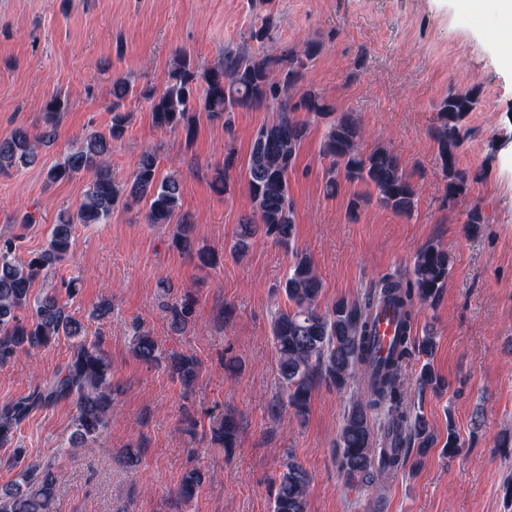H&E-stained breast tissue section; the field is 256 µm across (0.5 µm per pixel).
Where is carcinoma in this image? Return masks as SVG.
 <instances>
[{
  "mask_svg": "<svg viewBox=\"0 0 512 512\" xmlns=\"http://www.w3.org/2000/svg\"><path fill=\"white\" fill-rule=\"evenodd\" d=\"M270 23L250 33L259 50L224 49L223 62L202 69L185 50L175 53L162 90L139 88L123 79L112 80V120L108 133L91 131L79 146L47 170L51 183L91 170L94 178L82 203L73 214H60L52 225L47 244L39 253L21 259L11 237L0 238V364L15 359L20 352L44 347L65 336L73 341L70 361L41 387L26 396L0 404V445H4L29 414L40 407L72 400L77 409V438L86 441L106 425L112 402V365L99 344L84 337L82 323L66 310L55 291L37 298L30 294L33 283L72 249L76 224H104L123 198L145 202L149 224L176 223L172 245L196 256L200 266L215 263L214 252L195 248L188 220L179 214L180 181L159 177V161L152 150L141 154L132 177L118 185L112 175V143L123 138L130 123L125 102L147 103L154 127L162 132H186L191 139L197 112L221 117L231 124L233 113L241 109L264 108L275 118L256 131L245 168L249 212L240 220L235 252L244 257L258 236L288 244L294 236V204L290 197V176L306 136L307 124L294 118L302 111L325 123L321 154L328 159L326 193L336 194L338 180L360 182L373 188L378 205L409 217L415 210L417 191L405 173L400 158L385 145L364 149L366 129L352 112H338L323 93L306 82L309 63L320 54L322 43L306 40L299 46L282 47L275 53L266 49ZM477 92H450L438 110L432 137L444 175V190L452 201L466 194L470 176L459 168L458 155L465 138L462 120L478 104ZM67 99L56 94L44 105L45 130L32 135L22 125L0 138V174L37 162L39 145L56 136L60 114ZM235 152L228 149L224 168L217 181L229 189V170ZM452 259L448 251L430 244L419 249L410 275L386 274L365 297L339 299L330 308L320 306L323 284L312 259L296 253L288 269L285 294L292 304L278 312L272 335L278 355V374L284 387L286 405L300 417L307 414L313 392L321 382L338 390L355 378L366 382L367 396L354 400L345 409L337 441L338 468L347 484L366 490L404 469L416 466L436 443L425 418L408 409V382L403 373L413 348L430 356L434 336L417 341L413 336L397 337L388 354L376 355L375 313L390 310L408 330L414 326L419 308L433 305L448 282ZM24 309L31 315L22 318ZM133 355L147 365L162 356L154 337L140 333L132 338ZM172 374L186 387L194 382L200 365L189 355H169ZM421 392L435 393L450 387L434 367L424 364L415 378ZM211 440L229 452L238 447L240 419L226 410L210 425ZM23 477L25 486L0 491V512H52L56 476L52 465L32 464ZM202 477L188 472L181 478L178 495L190 500ZM311 476L288 453L276 481L272 512H307Z\"/></svg>",
  "mask_w": 512,
  "mask_h": 512,
  "instance_id": "1",
  "label": "carcinoma"
}]
</instances>
